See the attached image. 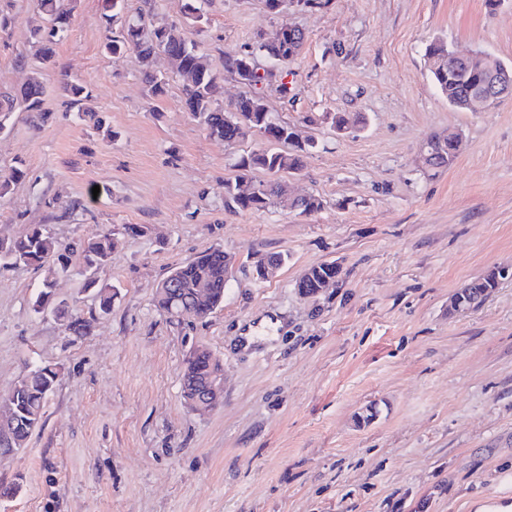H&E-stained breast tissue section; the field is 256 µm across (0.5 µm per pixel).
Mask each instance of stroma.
Listing matches in <instances>:
<instances>
[{"mask_svg": "<svg viewBox=\"0 0 512 512\" xmlns=\"http://www.w3.org/2000/svg\"><path fill=\"white\" fill-rule=\"evenodd\" d=\"M126 0L123 20L176 21L212 69L220 101L245 91L224 70L285 25L306 41L284 70L288 97L266 92L276 118L317 146L290 185L321 211L232 212L224 181L259 133L230 145L186 111L166 56L165 94L147 97L134 60L109 54L103 0H73L69 29L44 69L34 129L14 111L0 167L24 180L0 199V236L43 224L64 242L122 236L101 281L120 294L101 314L84 276L58 298L93 318L71 336L32 308L41 273L0 271V394L40 363L58 368L43 425L0 459V483L23 491L0 512H504L512 506V279L474 311L454 292L512 268V96L476 112L452 108L432 81L426 45L512 63V0H332L326 9L269 13L263 0ZM0 95L26 81L38 0H0ZM92 94L93 116L70 111L62 77ZM364 116L339 133L331 117ZM102 118L107 138L94 118ZM457 131L454 163L429 172L422 141ZM98 189L90 198V189ZM145 234H125L126 225ZM219 248L232 255L224 303L208 317L168 318L154 305L177 264ZM288 257L277 278L252 275L258 256ZM334 262L335 284L312 297L296 283ZM206 347L224 365V392L205 414L182 397L185 360Z\"/></svg>", "mask_w": 512, "mask_h": 512, "instance_id": "1", "label": "stroma"}]
</instances>
